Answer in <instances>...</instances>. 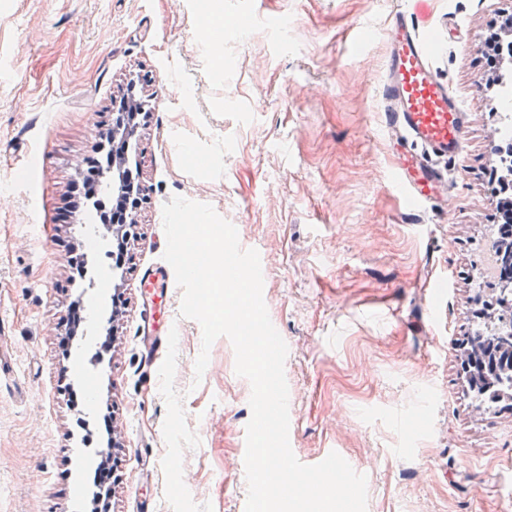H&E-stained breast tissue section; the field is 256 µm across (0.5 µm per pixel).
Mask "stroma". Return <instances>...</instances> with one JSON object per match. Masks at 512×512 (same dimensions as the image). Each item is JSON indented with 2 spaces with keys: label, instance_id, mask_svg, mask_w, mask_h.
Wrapping results in <instances>:
<instances>
[{
  "label": "stroma",
  "instance_id": "1",
  "mask_svg": "<svg viewBox=\"0 0 512 512\" xmlns=\"http://www.w3.org/2000/svg\"><path fill=\"white\" fill-rule=\"evenodd\" d=\"M402 3L0 0V336L16 367L0 379V512H91L105 448L110 512H243L251 386L224 336L196 377L202 330L180 317L181 289L147 294L175 196L210 204L260 255L300 462L334 451L358 466L367 512H512V400L486 406L461 374L497 223L486 36L512 0H433L434 63L469 128L447 207L426 212L393 188L381 126L379 32ZM211 24L224 28L219 55L199 38ZM131 82L150 108L136 134L148 201L122 277L100 245L75 282L69 250L101 223L71 210L70 187ZM430 283L443 301L431 321ZM74 301L80 331L63 360ZM149 309L158 332L175 330L153 361ZM82 374L92 397L77 415L61 380ZM104 405L112 435L86 442L75 420L95 424Z\"/></svg>",
  "mask_w": 512,
  "mask_h": 512
}]
</instances>
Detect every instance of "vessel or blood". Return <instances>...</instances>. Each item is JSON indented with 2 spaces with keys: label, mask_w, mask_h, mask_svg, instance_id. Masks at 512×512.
I'll use <instances>...</instances> for the list:
<instances>
[{
  "label": "vessel or blood",
  "mask_w": 512,
  "mask_h": 512,
  "mask_svg": "<svg viewBox=\"0 0 512 512\" xmlns=\"http://www.w3.org/2000/svg\"><path fill=\"white\" fill-rule=\"evenodd\" d=\"M427 3L408 0L382 30L387 52L380 103L382 127L396 150L393 187L434 208L448 201L446 163L460 155L467 124L421 40L430 28Z\"/></svg>",
  "instance_id": "vessel-or-blood-1"
}]
</instances>
